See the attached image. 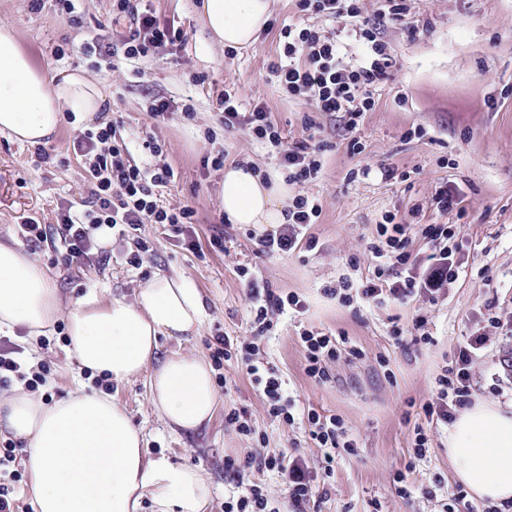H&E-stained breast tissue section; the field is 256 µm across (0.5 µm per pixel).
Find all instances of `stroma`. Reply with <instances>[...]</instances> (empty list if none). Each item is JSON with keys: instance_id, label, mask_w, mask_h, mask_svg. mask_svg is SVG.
<instances>
[{"instance_id": "stroma-1", "label": "stroma", "mask_w": 512, "mask_h": 512, "mask_svg": "<svg viewBox=\"0 0 512 512\" xmlns=\"http://www.w3.org/2000/svg\"><path fill=\"white\" fill-rule=\"evenodd\" d=\"M200 2L143 0L160 24L183 31V43L133 62L118 54L114 68L98 69L83 58L79 47L89 31L104 43L116 44L110 27L112 0H81L79 28L58 16L55 0H42L37 11L32 0H0V20L14 26L36 65L89 71L103 89L106 117L115 122L116 134L126 141L133 159H153L172 168L174 179L162 199L196 209L199 239H207L214 224L224 226L225 251L203 258L170 238L167 227L159 224L111 238L105 265L66 266L46 249L35 250L34 256L63 297L72 299L103 288L129 296L161 270L188 278L204 303L203 324L193 336L160 337L163 357L179 353L206 358L215 335H248L239 265L255 270L275 293H297L306 301L307 312L280 317L262 356L278 367L298 411L341 416L358 447L357 455L339 457L326 481V495L313 498L306 512H441L440 500L418 494L403 499L395 492L396 478L403 472L419 485L437 475L448 489L458 485L448 464V430L442 424L427 425L430 457L408 470L411 435L419 421L412 407L429 400L435 376L452 363L457 348L485 332L492 341L471 368L476 394L512 402V0H409L412 12L428 17L431 27L414 37L399 25L383 28L397 65L378 88L374 110L351 133L338 118L317 112L312 102L289 98L271 71L280 56L281 27L299 20L293 0H274L267 28L251 46L216 47L208 53L199 50L208 38ZM62 45L66 55L56 56V47ZM200 72L207 76L201 85L191 80ZM227 92L245 104L263 102L288 142L313 137L326 143L321 173L303 187L322 204L318 224L308 230L316 240L314 248L302 245L290 254H264L259 233L223 223L219 191L224 173L204 165L205 156L221 151L225 163L247 159L268 177L282 173L272 152L246 132L220 129L217 101ZM160 100L170 101L177 110L155 120L149 108ZM188 100L194 105L190 119L178 111ZM308 115L315 118L317 130L306 128ZM416 126L424 129V137L407 138V130ZM208 128L215 130V138H205ZM78 131V125L63 122L45 144L51 155L47 162L38 158L35 146L0 135V241L21 242L18 226L26 217L52 224L61 204L89 196L87 173L71 150ZM149 137L161 144L159 156L144 148ZM353 139L362 143L363 153L350 152ZM366 166L372 169L368 178L351 179V171ZM384 167L395 168L397 178L382 179ZM444 182L463 193L462 219L439 214L431 204L436 186ZM387 212L415 226L458 223V278L436 299L366 305L356 312L325 296L323 289L343 277L372 276L375 263L366 244ZM139 237L148 239L152 250L134 267L127 258ZM491 307L502 321L500 328L487 322ZM416 318L423 320L430 344L397 342L392 325L407 326ZM305 328L348 337L364 350V359H340L332 366V381H312L304 373L299 338ZM65 335V329H56L36 346L23 330L12 338L22 345L27 366L47 367L40 394L62 399L81 382L86 392L112 395L133 425L142 428L151 456L206 474L212 487L206 512H224L225 497L236 489L224 470L225 456L245 455L263 442L270 448L297 449L312 465L319 458V448L301 424L290 426L268 416L258 391L237 365L225 366L214 382L220 401L212 422L189 433L174 432L153 409L147 377L122 383L80 377ZM380 355L388 359V369L378 366ZM233 409L247 412L256 436L239 435L226 424L224 416Z\"/></svg>"}]
</instances>
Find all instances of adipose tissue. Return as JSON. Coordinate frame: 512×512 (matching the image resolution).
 Listing matches in <instances>:
<instances>
[{"mask_svg":"<svg viewBox=\"0 0 512 512\" xmlns=\"http://www.w3.org/2000/svg\"><path fill=\"white\" fill-rule=\"evenodd\" d=\"M270 6L203 0L200 16L211 44L243 46L266 27ZM104 102L99 82L83 70L37 67L15 28L0 21V133L37 145L66 116L84 123ZM290 194L285 182H263L249 165L226 167L220 188L228 220L257 229L286 223ZM61 318L81 371L115 382L148 375L151 403L166 426L189 432L211 422L218 392L206 360H156L160 337L196 334L204 319L201 296L182 274L156 273L130 299L91 291L66 301L32 254L0 241V331L21 328L35 339ZM0 432L26 445L34 512H140L146 495L155 512H203L211 494L201 470L148 457L140 430L106 394L79 387L51 401L13 388L0 393ZM448 460L474 497L512 501V404L478 399L460 410L448 428Z\"/></svg>","mask_w":512,"mask_h":512,"instance_id":"ef3b65f1","label":"adipose tissue"}]
</instances>
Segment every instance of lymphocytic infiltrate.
<instances>
[{
    "label": "lymphocytic infiltrate",
    "instance_id": "lymphocytic-infiltrate-1",
    "mask_svg": "<svg viewBox=\"0 0 512 512\" xmlns=\"http://www.w3.org/2000/svg\"><path fill=\"white\" fill-rule=\"evenodd\" d=\"M301 24L282 27L281 62L273 72L290 97L312 100L318 111L340 115L345 130L356 129L367 112L376 105L374 94L379 84L389 79L396 60L388 43L380 36V28L402 22L410 34L428 29L430 22L412 16L407 0H382L375 19L365 18L360 0H295ZM113 24L127 23L128 35L122 36L123 56L137 60L152 55L157 49L182 41V31L160 25L141 0H114ZM337 26L335 36L324 33L325 23ZM356 59H349V52ZM219 121L224 130L241 129L256 142L273 149L281 167L287 172L289 185H301L315 179L320 172L325 150L323 144L298 142L286 144L278 126L263 103H254L242 111L235 95L225 94L218 102ZM75 156L80 157L92 184L88 199L81 205L67 204L56 223L44 224L30 217L20 230L32 247L48 245L60 255L63 263H98L106 254L97 233L107 228L125 235L139 230L141 224L168 226L181 244L198 251L193 228L196 211L188 205L166 206L158 198V188L167 186L174 173L165 164H139L131 156L124 140L118 139L112 122H100L80 131L73 141ZM317 199L295 195L288 205V221L279 229L259 239L261 252L287 253L298 248L311 224L321 216ZM431 243L426 256L427 276L408 274L393 283H385L383 268H376L374 278L355 283L339 280L327 289V296L338 299L345 307L364 301L383 305L392 301L404 303L420 295H429L458 276L453 252L448 242L455 231L450 224H423L412 227L396 223L394 215H384L377 224L376 238L367 249L372 258L387 260L397 266L409 265L413 232ZM238 276L247 288L250 333L238 338L216 336L210 347L215 368L231 362L240 363L259 392L268 415L285 424H294V399L288 395L286 382L276 367L260 360L258 352L265 333L273 327L274 315L287 311L302 314L307 304L297 294H275L268 283L254 276L248 266H240ZM300 340L304 348V371L315 382L332 379V364L340 358H363V351L347 337L313 330H303ZM488 337L479 336L460 345L452 368L442 369L435 378L431 398L422 406L427 421L444 425L452 423L459 409L469 405L475 392L470 366L479 350L487 346ZM309 437L322 450L317 467H310L300 456L282 448H253L244 457H226L224 470L235 481L237 497L224 503V512H305L321 483L330 478L340 453L356 454L357 443L350 438L344 420L308 410L302 418ZM277 473L286 487L285 499H278L267 485L251 480V470Z\"/></svg>",
    "mask_w": 512,
    "mask_h": 512
}]
</instances>
